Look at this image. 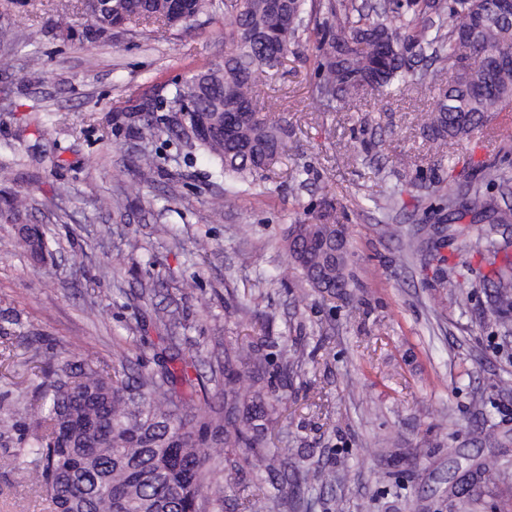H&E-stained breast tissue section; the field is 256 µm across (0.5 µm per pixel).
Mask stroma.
Returning <instances> with one entry per match:
<instances>
[{"label":"stroma","mask_w":512,"mask_h":512,"mask_svg":"<svg viewBox=\"0 0 512 512\" xmlns=\"http://www.w3.org/2000/svg\"><path fill=\"white\" fill-rule=\"evenodd\" d=\"M61 15L71 38L57 35ZM85 24L81 0H0V196L30 197L27 219L50 251L42 265L6 248L16 228L0 220V404H40L48 377L35 344L107 368L123 358L140 373L173 345L218 405L225 346L263 340L264 382L285 399L266 443L290 449L286 475L348 465L334 487L302 484L289 512H512V480L499 478L512 473V313L495 307L467 238L444 250L449 286L470 296L464 308L425 286L397 240L431 216L437 173L464 191L468 162L512 172V114L436 145L420 127L437 90L371 91L354 107L326 108L312 31L259 82L261 115L288 123L287 156L217 211L224 184L206 154L169 141L168 112L153 114L155 139L135 125L143 104L222 60L223 12L200 14L189 30L141 26L94 42ZM32 27L42 38L24 45ZM145 151L158 157L149 173L137 166ZM104 196L122 203L99 209ZM324 212L347 229L348 299L314 292L282 241L289 224ZM170 310L176 324L160 325ZM292 347L305 358L294 374L280 364ZM389 439L401 460L380 455ZM18 446V432L0 437V512H47ZM473 468L477 503L461 489Z\"/></svg>","instance_id":"stroma-1"}]
</instances>
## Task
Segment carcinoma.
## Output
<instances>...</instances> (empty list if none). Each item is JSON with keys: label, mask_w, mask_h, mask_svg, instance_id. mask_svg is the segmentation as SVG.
Segmentation results:
<instances>
[{"label": "carcinoma", "mask_w": 512, "mask_h": 512, "mask_svg": "<svg viewBox=\"0 0 512 512\" xmlns=\"http://www.w3.org/2000/svg\"><path fill=\"white\" fill-rule=\"evenodd\" d=\"M490 0H389L381 11H365L356 0H194L190 15L224 9V60L173 84L161 104L180 113L184 123L168 131L178 145L201 149L213 158L228 187L224 199L253 184L286 153L281 123L259 114L253 99L259 78L283 66L311 17L322 15L316 43V98L324 105L345 104L367 90L391 91L408 77L439 91L436 108L421 125L434 142L470 138L512 102V22L491 17L471 34L472 58L462 54L448 18L469 13ZM127 25H168L161 0H117ZM429 12L436 20L418 22ZM224 99V111L248 119L201 136H191L196 110ZM153 107L143 109L136 129L156 134ZM437 212L481 218L496 227L512 224V205L473 188L456 194L443 178L432 181ZM28 209L27 198L12 197L0 219L17 222ZM435 229L402 239L406 258L435 263L434 284L448 287L444 244L429 246ZM291 263L319 293L347 295L350 285L344 226L321 217L297 220L286 238ZM15 245L35 261H44L47 242L40 227L17 232ZM470 248L493 266L488 282L498 309L512 308V263L497 266L504 246L489 229L470 240ZM224 411L214 409L205 385L187 372L176 377L167 365L130 384L123 363L107 372L91 358L60 356L42 361L51 380L42 404L32 410L33 431L17 455L24 458V478L42 490L49 512H222L224 487L213 482L215 449L223 448L227 485L238 486L241 512H288L290 496L274 477L288 453L265 449L264 439L278 419L283 398L259 386L241 391V378L263 371L264 345H228L224 349ZM290 373L303 365V350L280 355ZM199 389L186 400L170 388L175 379ZM253 456L254 486L240 484L237 456ZM304 481L334 486L340 468L321 467Z\"/></svg>", "instance_id": "carcinoma-1"}]
</instances>
